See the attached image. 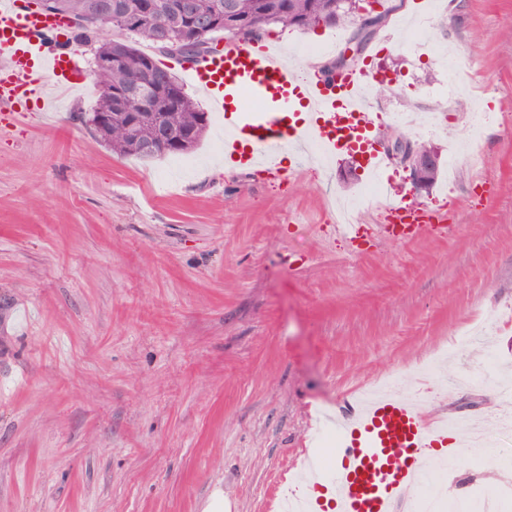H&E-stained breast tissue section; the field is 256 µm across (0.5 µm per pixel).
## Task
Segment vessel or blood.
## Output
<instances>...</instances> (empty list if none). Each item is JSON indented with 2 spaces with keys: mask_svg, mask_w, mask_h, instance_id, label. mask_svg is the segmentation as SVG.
Wrapping results in <instances>:
<instances>
[{
  "mask_svg": "<svg viewBox=\"0 0 512 512\" xmlns=\"http://www.w3.org/2000/svg\"><path fill=\"white\" fill-rule=\"evenodd\" d=\"M67 29L62 16L0 0L1 109L29 99L48 107V89L68 86ZM184 74L224 120L225 165L259 166L283 179L307 165L313 141L332 156L360 154L375 170L389 163L365 97L366 71L309 79L275 48L228 41L222 53L187 65ZM447 219L443 209L393 204L379 224L347 225V237L400 242L438 232ZM328 434L336 437L332 451L310 449L293 465L301 481L296 512H399L427 458L443 448L456 452L470 439L469 428L451 435L431 424L419 402L400 393L323 416L313 436Z\"/></svg>",
  "mask_w": 512,
  "mask_h": 512,
  "instance_id": "obj_1",
  "label": "vessel or blood"
}]
</instances>
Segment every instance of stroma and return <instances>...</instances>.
<instances>
[{
	"label": "stroma",
	"mask_w": 512,
	"mask_h": 512,
	"mask_svg": "<svg viewBox=\"0 0 512 512\" xmlns=\"http://www.w3.org/2000/svg\"><path fill=\"white\" fill-rule=\"evenodd\" d=\"M382 5L360 55L392 80L370 97L375 121L434 109L447 135L410 139L459 152L427 193L390 170L386 203L448 211L446 231L417 240L337 235L332 197L367 179L338 159L289 181L221 172L212 125L182 159L112 153L84 122L87 46L50 121L0 117V512H267L316 412L393 380L416 388L431 362L461 382L432 385L427 412H498L465 335L512 307V0H450L430 34L446 61L393 40L413 0ZM336 33L267 41L318 71L324 58L294 48ZM487 102L502 120L475 161L469 111ZM488 430L512 456V433ZM442 479L439 512H471L500 473L464 453Z\"/></svg>",
	"instance_id": "obj_1"
}]
</instances>
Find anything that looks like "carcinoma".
I'll use <instances>...</instances> for the list:
<instances>
[{
  "label": "carcinoma",
  "mask_w": 512,
  "mask_h": 512,
  "mask_svg": "<svg viewBox=\"0 0 512 512\" xmlns=\"http://www.w3.org/2000/svg\"><path fill=\"white\" fill-rule=\"evenodd\" d=\"M96 0H53V13L70 19L85 14ZM125 12L121 17L101 16L96 25L73 26V45L94 46L95 58L105 59L111 67L93 72L99 89L94 113L112 121L109 131L99 140L120 155L150 159L193 151L208 125V117L187 94L183 83L173 73L159 66L141 52V41L162 54L182 57L175 45L193 49L198 42L213 45L220 39L249 41L259 39L272 26L281 29L313 30L321 25L353 29V38L360 47L370 41L376 27H366L355 13L345 9L334 20L336 0H235L239 15L259 23L255 31L241 33L220 22L224 16V0H122ZM214 19V26L201 38L191 28L192 18L186 5ZM142 80L146 106L137 99L124 96L132 77ZM137 120L135 129L126 131L129 119ZM163 127L171 135L168 144L157 139Z\"/></svg>",
  "instance_id": "cac0c4a2"
}]
</instances>
